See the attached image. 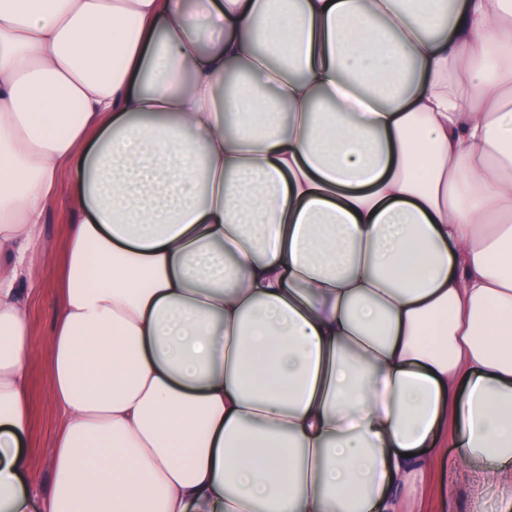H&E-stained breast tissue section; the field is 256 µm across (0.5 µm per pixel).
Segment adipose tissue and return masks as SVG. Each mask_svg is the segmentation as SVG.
Masks as SVG:
<instances>
[{
	"label": "adipose tissue",
	"mask_w": 512,
	"mask_h": 512,
	"mask_svg": "<svg viewBox=\"0 0 512 512\" xmlns=\"http://www.w3.org/2000/svg\"><path fill=\"white\" fill-rule=\"evenodd\" d=\"M448 440L512 505V0H0V512H399ZM72 220V213L63 204L50 210L42 225L40 246L32 255L33 267L40 274L37 282L40 289L29 313L28 341L38 356L28 370L30 429L27 451L37 483L42 488L49 483V460L59 426V416L50 398L49 341L54 329V309L59 294L56 275L62 264L68 226Z\"/></svg>",
	"instance_id": "obj_1"
}]
</instances>
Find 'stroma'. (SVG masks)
<instances>
[{"label": "stroma", "instance_id": "stroma-1", "mask_svg": "<svg viewBox=\"0 0 512 512\" xmlns=\"http://www.w3.org/2000/svg\"><path fill=\"white\" fill-rule=\"evenodd\" d=\"M73 220L66 206L50 210L42 226L41 242L32 256L39 273V292L29 313L30 346L37 357L28 370L29 420L27 451L40 486L50 479L49 460L59 417L51 402L49 341L54 329V309L59 291L56 275L61 267L68 226ZM455 448H439L424 477V494L415 512H502L496 483L481 482L479 489L461 479L453 463Z\"/></svg>", "mask_w": 512, "mask_h": 512}]
</instances>
